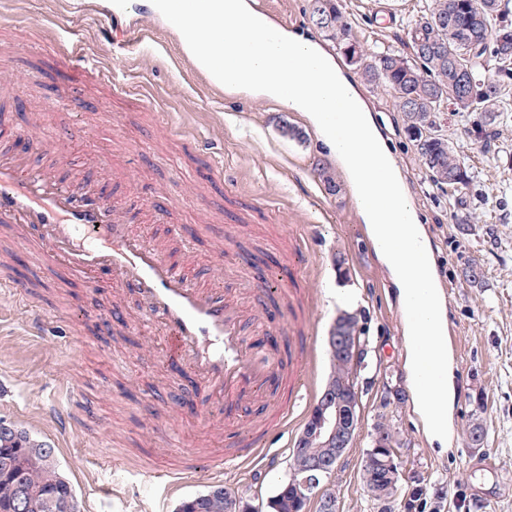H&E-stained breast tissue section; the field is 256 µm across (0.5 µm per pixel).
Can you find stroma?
Masks as SVG:
<instances>
[{
    "label": "stroma",
    "instance_id": "35a3bbf8",
    "mask_svg": "<svg viewBox=\"0 0 512 512\" xmlns=\"http://www.w3.org/2000/svg\"><path fill=\"white\" fill-rule=\"evenodd\" d=\"M284 29L336 53L309 19L308 0H256ZM428 0H342L353 32L372 52L407 53L404 30ZM102 0H0V148L25 127L42 141L37 165L67 182L112 190L113 202L148 225L164 254L207 273L229 213L246 217L241 244L269 260L285 239L301 246V272L315 295L314 390L330 369L327 339L337 317L359 318L363 357L355 367L358 423L350 448L331 478L337 512H379L360 474L379 415L393 417L401 450L403 500L409 512H512V111L486 130L477 112L447 107L441 130L457 144L472 172L466 189L436 185L404 129L401 112L383 87L354 79L386 137L430 242L455 362L456 404L448 452L436 450L412 399L385 400L392 387L409 388L405 335L397 290L380 262L343 171L304 113L276 100L230 92L195 70L182 41L161 17L128 0L124 13L140 21L122 51L98 25ZM101 68L110 83L83 80ZM74 92L75 108L60 106ZM329 167L339 192L328 191L315 166ZM467 208L475 231L460 235L455 215ZM30 229L0 230V279L30 285L20 297L0 289V418L56 450L73 486L79 512H177L181 502L221 484L263 512L289 471L301 426L273 432L269 452L249 468L211 471L169 488L137 473L171 442L193 439L174 406L161 417L169 435L155 433L143 395L179 382L158 364L160 344L133 330L91 318L79 308L124 307L137 315L130 290L83 287L68 271H46L28 253L10 259L15 237ZM15 251V250H14ZM481 286L463 277L468 262ZM354 293L350 306L337 289ZM45 308V330L28 326L29 307ZM78 355H70L72 346ZM82 394L76 417L83 431L64 430L54 418L71 391ZM480 424L482 447L467 429Z\"/></svg>",
    "mask_w": 512,
    "mask_h": 512
}]
</instances>
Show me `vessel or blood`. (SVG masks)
<instances>
[{
	"label": "vessel or blood",
	"mask_w": 512,
	"mask_h": 512,
	"mask_svg": "<svg viewBox=\"0 0 512 512\" xmlns=\"http://www.w3.org/2000/svg\"><path fill=\"white\" fill-rule=\"evenodd\" d=\"M16 138L25 150L0 153V223L34 230L44 264L90 280L105 271L112 285L131 289L139 299V334L161 331L166 366L194 381L177 413L201 422L205 408L216 406L224 415L207 447L174 449L176 465L154 469V476L183 479L260 459L271 430L288 424L289 387L312 384L313 338L293 335L285 323L266 326L258 314L274 298L291 306V288L259 279L223 290L190 271L175 272L149 230L134 229L94 186L35 170L39 138Z\"/></svg>",
	"instance_id": "b4317fda"
}]
</instances>
